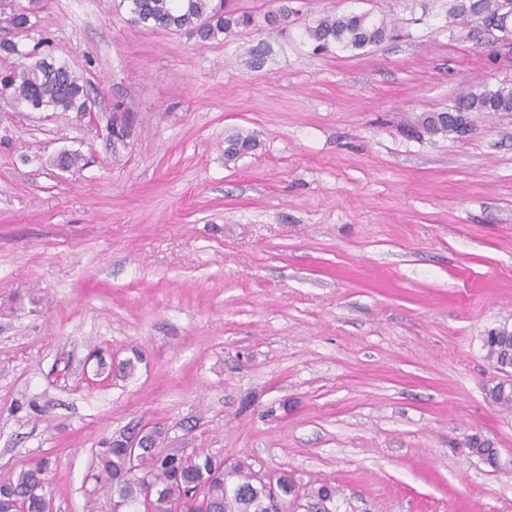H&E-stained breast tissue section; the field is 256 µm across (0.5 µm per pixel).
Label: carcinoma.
<instances>
[{
	"label": "carcinoma",
	"mask_w": 512,
	"mask_h": 512,
	"mask_svg": "<svg viewBox=\"0 0 512 512\" xmlns=\"http://www.w3.org/2000/svg\"><path fill=\"white\" fill-rule=\"evenodd\" d=\"M131 21L152 30L189 31L207 41L219 34H230L239 28L256 23L255 16L234 7L230 0H123ZM39 0H30L26 9H18L13 0H0V22L16 33L26 36L35 26ZM506 0H456L450 16L456 25L468 29V35L478 37L495 23L508 22L504 35H512V18ZM396 26L382 17L369 13L349 12L325 14L307 35L315 42V49L328 50L332 45L343 49L363 50L377 46L394 36ZM0 53L17 56V65L0 72V99L23 105L30 112H76L86 114L91 109L88 93L80 80L65 63L45 59L31 64L24 59L34 51H23L17 42L0 41ZM113 132L124 136L128 114L123 103L113 107ZM512 112V87L505 84L492 89L474 86L463 91L448 109L418 115L409 130L422 140L437 135L470 131L473 114ZM224 156L237 159L254 151L258 142L254 135L239 130L225 137ZM482 347L493 368L502 375L512 373V330L503 326L493 328L482 337ZM485 395L491 403L512 409V383L493 378L485 384ZM136 461H131L127 450L107 443L97 455V477L105 489L112 492V512H141L144 508L145 487H153L150 512H196L194 491L202 487L209 512H270L262 480L244 471L239 465L224 468V460L209 453L193 451L175 456L160 450L163 431L154 425L140 429ZM472 449L491 467L499 465L496 449L481 437L468 442ZM50 461L39 458L18 474L0 476V512H50L49 499L43 493Z\"/></svg>",
	"instance_id": "1"
}]
</instances>
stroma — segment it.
Wrapping results in <instances>:
<instances>
[{"instance_id": "1", "label": "stroma", "mask_w": 512, "mask_h": 512, "mask_svg": "<svg viewBox=\"0 0 512 512\" xmlns=\"http://www.w3.org/2000/svg\"><path fill=\"white\" fill-rule=\"evenodd\" d=\"M119 2L44 0L19 40L92 114L0 100V474L49 458L52 512H112L95 456L151 422L165 447L329 485L331 512H512L481 341L512 328V112L403 132L512 84L499 44L454 0H291L276 30L204 43ZM349 11L398 38L314 51L308 28ZM235 130L259 146L229 161ZM512 112V87L502 84L496 89L474 86L463 91L447 110L418 115L408 124L417 139L455 133L462 136L470 131L474 113Z\"/></svg>"}]
</instances>
